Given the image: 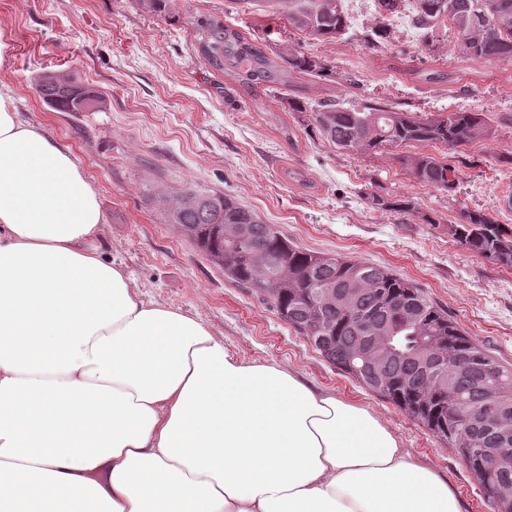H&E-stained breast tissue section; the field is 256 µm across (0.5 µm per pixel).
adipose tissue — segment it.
I'll use <instances>...</instances> for the list:
<instances>
[{
	"mask_svg": "<svg viewBox=\"0 0 512 512\" xmlns=\"http://www.w3.org/2000/svg\"><path fill=\"white\" fill-rule=\"evenodd\" d=\"M106 222L0 88V512H459L374 411L144 299Z\"/></svg>",
	"mask_w": 512,
	"mask_h": 512,
	"instance_id": "1",
	"label": "adipose tissue"
}]
</instances>
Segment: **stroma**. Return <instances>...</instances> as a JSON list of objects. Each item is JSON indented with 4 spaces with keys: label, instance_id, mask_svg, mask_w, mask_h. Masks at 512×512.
<instances>
[{
    "label": "stroma",
    "instance_id": "1",
    "mask_svg": "<svg viewBox=\"0 0 512 512\" xmlns=\"http://www.w3.org/2000/svg\"><path fill=\"white\" fill-rule=\"evenodd\" d=\"M343 5L347 32L308 46L333 76L298 74L250 97L208 65L189 22L212 15L261 36L262 16L236 0H182L173 19L143 11L136 0H0V37L10 47L0 83L22 118L43 123L69 145L99 186L107 217L99 253L121 264L146 298L183 308L241 359L286 366L314 387L371 408L404 448L448 480L461 512H491L450 449L338 371L249 289L225 277L165 223L151 197L156 186L224 191L302 250L355 257L422 288L473 339L512 364V268L474 256L454 236L469 210L512 225V210L500 205L512 194V168L497 161L512 153V62L460 56L453 28L444 26L436 51H429L406 13L392 19L387 44L374 45L376 0ZM59 71L93 86L103 110L75 114L45 104L35 79ZM295 100H333L351 109L372 100L422 116L477 112L495 135L449 152L459 180L455 190L439 192L391 158L329 146L308 113L290 109ZM374 193L412 206L373 207Z\"/></svg>",
    "mask_w": 512,
    "mask_h": 512
}]
</instances>
